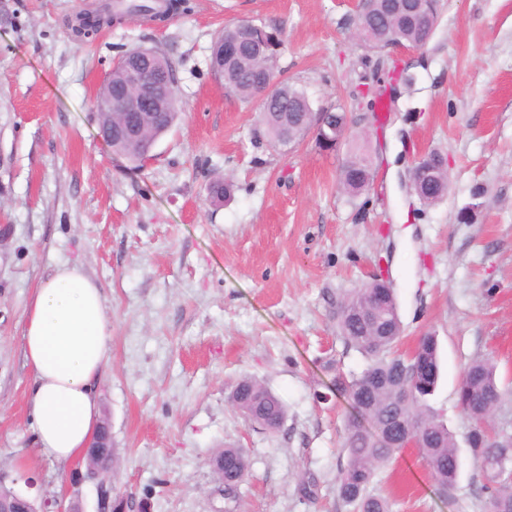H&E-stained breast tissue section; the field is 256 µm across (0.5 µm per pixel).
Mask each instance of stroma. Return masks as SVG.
<instances>
[{
    "mask_svg": "<svg viewBox=\"0 0 512 512\" xmlns=\"http://www.w3.org/2000/svg\"><path fill=\"white\" fill-rule=\"evenodd\" d=\"M102 0H0V470L36 453L25 406L22 327L30 295L57 265L101 288L112 352L98 384L121 467L116 484L147 512H224L211 458L243 448L237 512H353L336 492L345 397L337 370L359 354L336 333V303L387 280L403 349L429 333L441 378L432 406L462 459L441 493L416 449L378 471L392 512H483L457 404L464 368L493 354L512 437V0H441L420 50L370 52L353 36L354 0H185L164 21H125L78 43L77 14ZM251 21L280 31L282 78L313 109L341 105L336 150L307 135L273 148L254 136L257 102L227 95L210 70L216 34ZM172 59L180 118L136 167L99 136L96 93L130 49ZM381 83L387 111L358 108ZM373 182L340 184L355 136ZM448 161L436 205L411 188L416 163ZM232 183L216 202L209 185ZM244 376L283 402L279 432L251 427L227 398Z\"/></svg>",
    "mask_w": 512,
    "mask_h": 512,
    "instance_id": "1",
    "label": "stroma"
}]
</instances>
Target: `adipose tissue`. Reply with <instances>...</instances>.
I'll return each instance as SVG.
<instances>
[{
    "instance_id": "1",
    "label": "adipose tissue",
    "mask_w": 512,
    "mask_h": 512,
    "mask_svg": "<svg viewBox=\"0 0 512 512\" xmlns=\"http://www.w3.org/2000/svg\"><path fill=\"white\" fill-rule=\"evenodd\" d=\"M22 338L38 454L16 466L34 469L42 457L81 464L100 425L96 386L112 339L98 284L79 266L56 267L32 293Z\"/></svg>"
}]
</instances>
